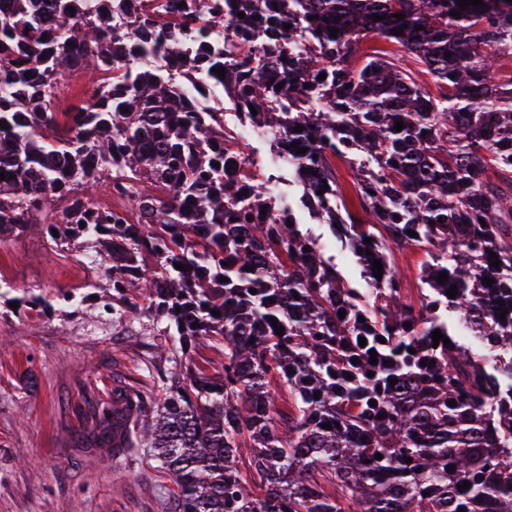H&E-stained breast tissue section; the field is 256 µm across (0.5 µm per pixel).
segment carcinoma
<instances>
[{"instance_id": "1", "label": "carcinoma", "mask_w": 512, "mask_h": 512, "mask_svg": "<svg viewBox=\"0 0 512 512\" xmlns=\"http://www.w3.org/2000/svg\"><path fill=\"white\" fill-rule=\"evenodd\" d=\"M77 2L0 0V62L14 61L0 68V169L12 173L0 180V235L37 224L84 244L108 233L98 257L112 309L143 299L179 344L165 397L121 390L122 407L94 411V442L116 454L149 449L177 486L171 512H512V74L498 70L512 56V0H276L269 20L255 0H234L231 16L255 42L286 38L297 51L273 82L260 61L252 77L227 71L224 83L274 132L271 150L293 159L291 145L308 144L311 173L290 166L302 198L320 202L365 265L381 261L384 282L366 296L301 224L258 220L274 205L266 182L245 170L240 195L213 151L220 137L234 149L224 113L174 116L166 75L130 62L108 14L83 15ZM142 5L132 37L159 26L206 40L224 27L216 0H190L179 16L172 0ZM280 17L292 24L286 36ZM366 32L406 54L360 55ZM86 68L100 74L90 82L98 109L81 112L87 127L75 132L54 110V87ZM116 86L126 113L103 111ZM53 127L64 134L49 138ZM338 142L361 156L352 171L355 189L369 191L363 222L336 183ZM490 166L507 188L482 180ZM99 193L123 206L83 209ZM57 201L65 224L48 223ZM405 247L428 256L417 306L391 263ZM450 312L485 351L433 347L435 330L452 338ZM205 340L223 345L224 373L193 363L188 344Z\"/></svg>"}]
</instances>
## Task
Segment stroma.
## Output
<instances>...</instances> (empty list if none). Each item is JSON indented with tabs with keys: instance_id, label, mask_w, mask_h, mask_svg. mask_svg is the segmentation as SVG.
Segmentation results:
<instances>
[{
	"instance_id": "35a3bbf8",
	"label": "stroma",
	"mask_w": 512,
	"mask_h": 512,
	"mask_svg": "<svg viewBox=\"0 0 512 512\" xmlns=\"http://www.w3.org/2000/svg\"><path fill=\"white\" fill-rule=\"evenodd\" d=\"M354 287L356 258L332 228L303 224ZM35 285L45 305L0 299V512H170L176 486L145 449L87 447L92 410L131 386L162 398L171 367L162 325L112 310L102 267L39 229L0 249V283Z\"/></svg>"
}]
</instances>
